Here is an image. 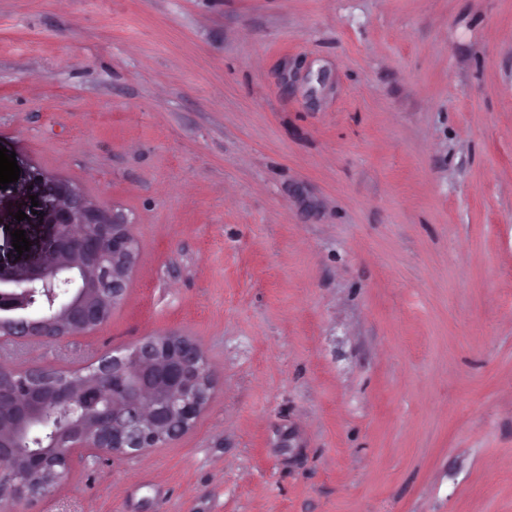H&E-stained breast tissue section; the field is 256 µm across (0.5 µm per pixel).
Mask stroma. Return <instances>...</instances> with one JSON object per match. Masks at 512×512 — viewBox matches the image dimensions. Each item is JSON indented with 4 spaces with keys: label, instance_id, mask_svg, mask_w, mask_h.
Here are the masks:
<instances>
[{
    "label": "stroma",
    "instance_id": "1",
    "mask_svg": "<svg viewBox=\"0 0 512 512\" xmlns=\"http://www.w3.org/2000/svg\"><path fill=\"white\" fill-rule=\"evenodd\" d=\"M1 147L10 263L63 184L139 258L0 368L174 334L213 388L0 512H512V0H0Z\"/></svg>",
    "mask_w": 512,
    "mask_h": 512
}]
</instances>
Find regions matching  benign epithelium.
I'll use <instances>...</instances> for the list:
<instances>
[{"label":"benign epithelium","mask_w":512,"mask_h":512,"mask_svg":"<svg viewBox=\"0 0 512 512\" xmlns=\"http://www.w3.org/2000/svg\"><path fill=\"white\" fill-rule=\"evenodd\" d=\"M44 208L55 224L44 261L24 271L0 264V334L12 339H56L102 326L125 300L137 262L130 225L76 188H57ZM88 388L102 397H122L125 405L94 409L93 426L61 446L50 440L48 447L64 462L62 471L50 468L40 451L20 447L50 409L73 403ZM211 389L202 352L177 335L147 336L125 353L101 357L84 373L0 370V461L26 457L24 468L0 472V497L49 494L67 476L75 452L132 456L182 436ZM158 392L164 397L143 413L139 397Z\"/></svg>","instance_id":"1"}]
</instances>
